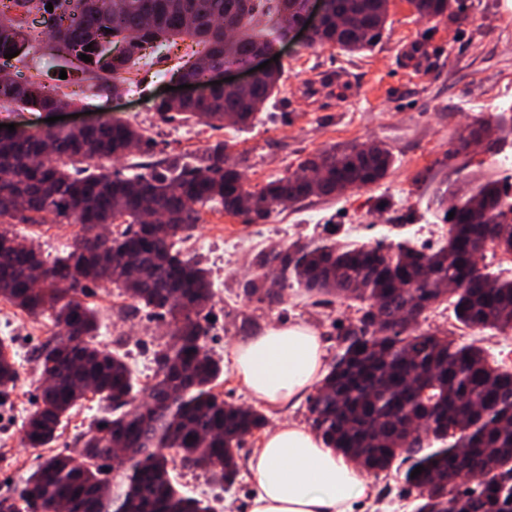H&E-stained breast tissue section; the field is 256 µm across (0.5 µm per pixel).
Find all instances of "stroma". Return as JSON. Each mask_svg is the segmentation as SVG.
Listing matches in <instances>:
<instances>
[{"mask_svg":"<svg viewBox=\"0 0 512 512\" xmlns=\"http://www.w3.org/2000/svg\"><path fill=\"white\" fill-rule=\"evenodd\" d=\"M465 14L462 22L428 20L407 0H391L381 41L354 54L331 45L309 47L304 32L289 34L278 45L280 91L246 127L228 123L214 129L178 117L163 122L153 112V98L174 85V72L192 59L196 45L189 40L147 49L135 82L104 105L84 99L83 85H68L83 106L75 123L120 121L146 129L153 139L149 153L112 163V170L126 176L134 174L135 164L160 153L188 157L218 141L227 145L230 162L252 188L334 145L374 141L390 150L392 166L378 184L284 205L268 216L272 228L258 241L253 225L242 218L218 206L203 209L184 249L210 274L214 299L204 348L222 366H230L237 343L270 326L295 324L315 330L327 362H334L339 329L359 317L355 302L346 299L329 303L292 291L278 304L247 300L243 284L255 273L260 253L321 240L418 241L422 226L437 225L442 233L448 228L436 202L439 191L502 179L497 160L512 155V0H466ZM233 237L253 243L228 269L220 255L224 240ZM86 301L97 311L101 342L120 350L136 376L151 382L154 354L168 341L169 324L153 321L146 309L129 310L126 301L98 286ZM421 327L454 331L464 342L480 340L491 356L512 362L511 337L460 327L452 309L427 311ZM45 329V322L28 318L16 330L0 331L24 353L16 361L18 380L9 402L33 403V352L45 343ZM101 416L97 400L89 399L72 412L49 449L25 447L20 426L0 419V488H14L39 462L67 452L74 436ZM171 477L181 492L208 501L214 512H249L255 479L244 465L229 488L178 464ZM373 483L375 500L355 502L353 512H414V498L395 474L374 477Z\"/></svg>","mask_w":512,"mask_h":512,"instance_id":"stroma-1","label":"stroma"}]
</instances>
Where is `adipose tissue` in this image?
I'll return each instance as SVG.
<instances>
[{
	"instance_id": "1",
	"label": "adipose tissue",
	"mask_w": 512,
	"mask_h": 512,
	"mask_svg": "<svg viewBox=\"0 0 512 512\" xmlns=\"http://www.w3.org/2000/svg\"><path fill=\"white\" fill-rule=\"evenodd\" d=\"M231 369L247 393L271 408L298 403L326 372L319 336L276 326L238 344ZM247 466L255 477L250 512H351L375 490L365 473L296 423L267 431Z\"/></svg>"
}]
</instances>
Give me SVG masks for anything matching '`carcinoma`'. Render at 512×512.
<instances>
[{
	"mask_svg": "<svg viewBox=\"0 0 512 512\" xmlns=\"http://www.w3.org/2000/svg\"><path fill=\"white\" fill-rule=\"evenodd\" d=\"M39 2L53 10H43L35 26L20 19V0H0V108L73 105L62 91L66 79L50 86L6 74L45 45L77 58L87 53L85 80L108 96L130 81L142 51L157 42L197 41L203 64L182 72L189 80L272 52L288 34L274 17L286 12L288 23L298 24L308 0H256L264 24L249 0H25ZM408 3L422 18L464 19L458 0ZM328 11L308 46L356 52L381 40L389 9L387 0H328ZM11 49L18 55L4 57ZM281 80L237 91L215 87L191 103L156 99L153 109L164 120L176 114L213 127L226 120L246 126ZM150 143L120 121L89 133L0 128V299L55 328L34 355L41 394L22 423L23 442L51 447L69 411L90 394L106 412L77 435L71 451L40 462L0 499L11 502V512H210L176 489L170 464L178 460L230 486L246 437L268 419L214 391L223 368L203 350L201 319L212 283L182 243L211 204L254 223L287 201L376 184L392 163L382 144L334 146L256 191L241 189L242 175L224 158L222 142L191 161L166 155L131 177L102 164ZM503 196L488 182L458 197L445 242L432 253L401 243L293 244L264 254L261 273L245 288L260 302H277L294 288L364 304L358 324L340 329L341 351L309 398L312 427L364 472L396 470L416 492L415 512H512V367L446 331L403 319L415 306L422 315L446 303L465 328L512 331V277L479 264L488 253L512 256V206ZM154 214L165 221H145ZM58 217L80 231L54 258L16 229ZM92 284L169 318V341L155 353L151 383L140 386L124 357L98 340L96 312L83 300ZM11 349L0 339V396L17 381ZM418 466L424 470L411 477ZM450 470L479 479L477 488L445 482Z\"/></svg>",
	"mask_w": 512,
	"mask_h": 512,
	"instance_id": "obj_1",
	"label": "carcinoma"
}]
</instances>
